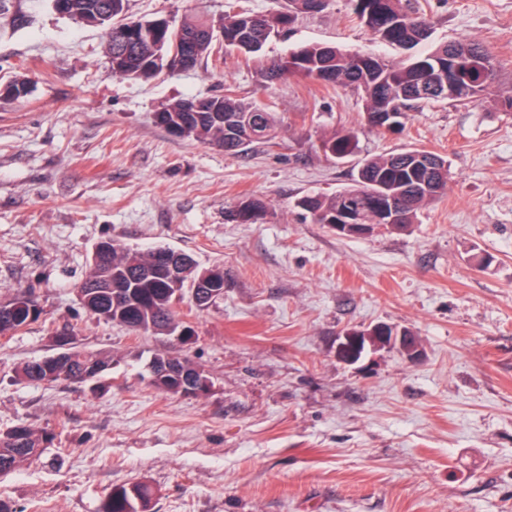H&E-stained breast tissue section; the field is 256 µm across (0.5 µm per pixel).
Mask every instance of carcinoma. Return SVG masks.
Here are the masks:
<instances>
[{"instance_id": "1", "label": "carcinoma", "mask_w": 512, "mask_h": 512, "mask_svg": "<svg viewBox=\"0 0 512 512\" xmlns=\"http://www.w3.org/2000/svg\"><path fill=\"white\" fill-rule=\"evenodd\" d=\"M68 17L97 22L104 30L106 47L112 55H123L127 68L112 69L119 77L129 78L137 65L155 54L167 60L176 41L177 30L162 34L157 41L145 36L136 43L118 37L116 20L128 19L129 0H67ZM361 24L379 42L413 46L430 37V19L411 4V0H354ZM308 0H287L283 11L271 15L228 13L224 15V41L217 39L214 25L205 17L186 18L183 31H203L195 43L194 62L213 58L223 64L225 49L244 54H257L266 40L284 30L298 12H308ZM459 59L460 86L455 97L443 88L442 73L448 71V54ZM495 73V58L488 48L476 41L444 44L431 53L416 57L407 64L380 61L370 53L343 52L332 46L309 44L299 46L287 56L272 61L266 77L281 79L303 76L328 84L354 88L362 94L367 126L383 129L389 113L398 115L397 126L403 127L407 112L429 100H451L462 105L477 106L484 99ZM219 107L215 115L193 123L189 137L215 144L226 152H241L255 143L272 138L276 121L274 114L246 102L231 93L211 96ZM192 99H181L155 114L156 124L164 129L188 116L186 108ZM355 135L334 132L323 140V148L338 158L354 150ZM448 189V161L427 150L381 155L366 159L358 169L352 186L332 196L311 195L298 200L297 206L307 212L316 224H334L348 208V201L358 200V223L370 225L375 231L379 223L377 211L383 203H393L404 215V222L390 229L403 230L413 223L417 211ZM265 213L264 202L255 197L241 200L233 216L241 224H255ZM104 253L91 261L88 275L80 285L81 304L92 315L116 323L132 331L152 330L174 334L183 323L177 318L176 306L186 291L198 287L202 292L222 289L205 277L207 270L195 261L182 269L179 283H174L159 262L166 252L157 248L141 252L125 248L111 239L102 241ZM11 314L0 316V336L12 335L33 320L42 310L26 293L9 300ZM60 363L45 365L34 361L19 369V376L31 381L51 384L59 380L80 383L97 380L112 364L100 353L86 351L69 343ZM53 436L25 424L0 432V475L9 474L38 460ZM154 489L146 482L113 486L103 498L98 512H149Z\"/></svg>"}]
</instances>
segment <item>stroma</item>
Listing matches in <instances>:
<instances>
[{
    "label": "stroma",
    "mask_w": 512,
    "mask_h": 512,
    "mask_svg": "<svg viewBox=\"0 0 512 512\" xmlns=\"http://www.w3.org/2000/svg\"><path fill=\"white\" fill-rule=\"evenodd\" d=\"M0 86V302L31 292L40 319L0 337V431L53 434L38 461L0 476L18 512H96L112 486H153L152 512H512V0H418L432 34L396 48L373 40L351 0L299 13L256 55H225L149 80L112 73L101 29L52 0H6ZM282 0H130L134 19L221 24ZM474 39L495 57L481 105L430 101L403 130L368 128L358 93L302 76L265 80L266 63L307 43L406 62ZM273 112L271 141L239 154L172 136L154 115L224 90ZM356 135L336 159L322 140ZM423 149L448 161V191L410 228L336 234L298 207L350 186L367 158ZM254 196V224L230 211ZM165 246L224 269V296L184 300L191 342L97 319L79 299L103 239ZM386 324L422 356L350 334ZM80 347L111 356L96 384L19 379L25 362ZM211 379L202 397L153 388L156 356Z\"/></svg>",
    "instance_id": "stroma-1"
}]
</instances>
